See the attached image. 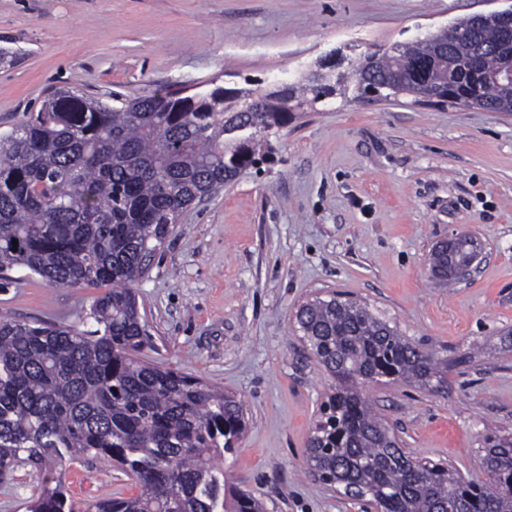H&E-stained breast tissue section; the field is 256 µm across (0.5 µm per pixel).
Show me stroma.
Masks as SVG:
<instances>
[{"mask_svg": "<svg viewBox=\"0 0 512 512\" xmlns=\"http://www.w3.org/2000/svg\"><path fill=\"white\" fill-rule=\"evenodd\" d=\"M512 0H0V133L50 89L95 98L158 88L294 84L325 58L340 70ZM479 246L468 279L436 284L433 246ZM0 315L93 330L100 288L11 271ZM150 359L241 394L247 430L224 465L266 512H361L303 472L330 379L296 330L298 307L331 293L368 303L444 355L474 348L435 394L370 388L414 456L479 475L489 427L512 431V113L413 97H336L297 112L271 160L193 204L137 280ZM77 506L131 494L94 458L65 474ZM38 476L0 482V512H24Z\"/></svg>", "mask_w": 512, "mask_h": 512, "instance_id": "stroma-1", "label": "stroma"}]
</instances>
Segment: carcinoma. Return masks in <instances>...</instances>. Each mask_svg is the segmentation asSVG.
Listing matches in <instances>:
<instances>
[{
	"label": "carcinoma",
	"mask_w": 512,
	"mask_h": 512,
	"mask_svg": "<svg viewBox=\"0 0 512 512\" xmlns=\"http://www.w3.org/2000/svg\"><path fill=\"white\" fill-rule=\"evenodd\" d=\"M469 25L438 34L456 47L440 70L441 92L408 83L390 94L512 112V89L456 71L479 47L486 74L499 65L494 29L457 42ZM404 49L416 63L431 54L425 38ZM334 70L326 64L318 80L265 93L219 85L186 96L114 93L108 103L56 88L25 123L0 134V273L22 269L59 287L104 289L90 313L94 331L0 317V479L22 463L45 474L26 512H77L63 471L85 457L121 470L136 489L87 512H265L221 465L246 431L243 401L145 359L149 332L133 284L170 225L254 165L293 113L350 90L368 98L376 80L398 79L399 66L389 53L342 80ZM250 104L255 111H245ZM428 262L446 283L448 252L435 246ZM295 319L334 382L305 448L309 474L334 490L363 486L378 512H512V433L490 430L482 475L466 478L403 448L365 393L368 383L398 381L441 393L449 375L473 362L472 351L441 357L339 293L307 301Z\"/></svg>",
	"instance_id": "1"
}]
</instances>
